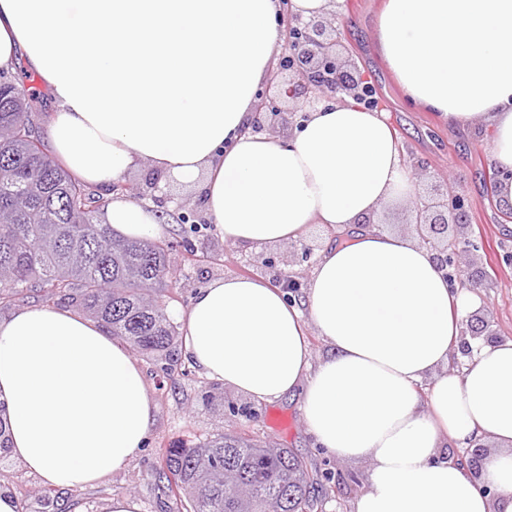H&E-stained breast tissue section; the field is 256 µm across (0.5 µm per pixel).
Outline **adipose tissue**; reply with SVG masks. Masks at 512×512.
Wrapping results in <instances>:
<instances>
[{
  "label": "adipose tissue",
  "instance_id": "obj_1",
  "mask_svg": "<svg viewBox=\"0 0 512 512\" xmlns=\"http://www.w3.org/2000/svg\"><path fill=\"white\" fill-rule=\"evenodd\" d=\"M279 0H0V70L26 61L52 109L47 145L105 191L142 165L199 190L226 243L276 247L345 229L417 184L382 115L336 101L290 139L252 132L283 44ZM379 50L408 98L451 124L488 126L512 204V0H388ZM158 237L156 206L115 197L98 217ZM309 314L261 277L228 275L178 311L185 349L243 395L295 393L327 453L370 463L354 512H512V340L451 366L468 310L415 233L360 231L326 246ZM327 346L309 350L308 331ZM155 406L130 351L70 309L0 316L6 452L42 484L94 485L138 458ZM489 441L479 476L443 458Z\"/></svg>",
  "mask_w": 512,
  "mask_h": 512
}]
</instances>
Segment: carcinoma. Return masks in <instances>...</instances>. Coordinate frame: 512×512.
<instances>
[{"label":"carcinoma","instance_id":"1","mask_svg":"<svg viewBox=\"0 0 512 512\" xmlns=\"http://www.w3.org/2000/svg\"><path fill=\"white\" fill-rule=\"evenodd\" d=\"M30 74L0 80V308L30 295L97 318L108 333L183 371L177 325L146 292L165 286L169 243L121 240L98 222L110 199L72 179L45 152ZM156 478L183 493L177 512H317L318 474L290 448L220 434L162 453Z\"/></svg>","mask_w":512,"mask_h":512}]
</instances>
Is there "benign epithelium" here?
Wrapping results in <instances>:
<instances>
[{
    "label": "benign epithelium",
    "instance_id": "obj_1",
    "mask_svg": "<svg viewBox=\"0 0 512 512\" xmlns=\"http://www.w3.org/2000/svg\"><path fill=\"white\" fill-rule=\"evenodd\" d=\"M282 23L288 52L280 58L270 77L273 81L279 74L288 73V83L282 88V94L300 100L301 109L307 112L336 99L338 85L349 95L356 92L358 81L348 72L346 62L339 57L336 40L331 38L326 20H304L288 12V8L285 7ZM436 207L440 208V211L434 215L428 206L417 210L416 223L423 228L421 238L424 240L428 239L429 233L439 231L437 225L447 224L448 216L461 219L465 201L458 194L443 192ZM477 249V244L471 239L456 240L443 248H434V259L438 268L448 278V282L452 284L462 273L460 255Z\"/></svg>",
    "mask_w": 512,
    "mask_h": 512
}]
</instances>
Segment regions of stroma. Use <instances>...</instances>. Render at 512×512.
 Masks as SVG:
<instances>
[{
	"label": "stroma",
	"mask_w": 512,
	"mask_h": 512,
	"mask_svg": "<svg viewBox=\"0 0 512 512\" xmlns=\"http://www.w3.org/2000/svg\"><path fill=\"white\" fill-rule=\"evenodd\" d=\"M386 5L387 0H341L332 24L333 36L342 56L355 64L358 78L374 86L379 111L417 179L418 201H427L438 186L466 200L462 223L449 225L436 237L440 243L467 237L479 246L471 256L469 277L460 280L461 287L475 293L478 302L477 309L462 322L454 361L460 369L470 341L491 335L512 339V264L505 262L506 256L512 255V230L503 219L505 206L488 194L493 132L450 126L406 99L375 37ZM124 185L127 196L136 199L154 192L172 207L162 234L163 240L172 244L167 280V311L171 314L188 307L198 289L225 275H258L271 282L291 277L297 283L292 299L304 302V287L325 242L337 238L336 231L316 226L297 243L238 248L225 243L215 226L208 223L201 193L183 190L148 166L129 173ZM137 362L156 406L155 423L141 456L95 485L59 488L47 500L35 476L0 455V485L15 494L24 512H69L74 504L83 512H101L104 500L123 495L136 497L141 512H163L167 498L153 475L160 450L179 442L191 445L223 432L243 436L261 447L293 449L327 478L322 512H354V503L368 484L370 464L342 460L316 448L306 428L300 398L262 402L209 379L197 367L171 381L146 356H138Z\"/></svg>",
	"instance_id": "stroma-1"
}]
</instances>
